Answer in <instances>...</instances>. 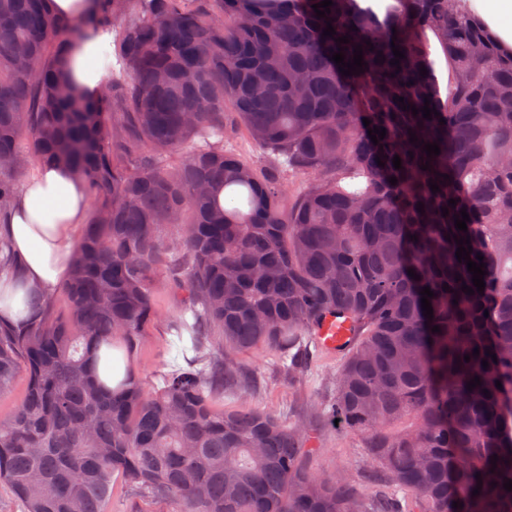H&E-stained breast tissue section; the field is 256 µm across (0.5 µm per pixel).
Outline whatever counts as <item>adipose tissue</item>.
I'll use <instances>...</instances> for the list:
<instances>
[{
    "mask_svg": "<svg viewBox=\"0 0 512 512\" xmlns=\"http://www.w3.org/2000/svg\"><path fill=\"white\" fill-rule=\"evenodd\" d=\"M465 11L480 17L498 36L503 46L512 48V0H462ZM109 37L84 44L69 60L72 79L98 89L104 73L97 59L108 50ZM89 201L79 178L69 169L56 166L34 169L4 220L10 239L16 272L0 274V318L17 319L26 291L53 293L67 278L77 244L76 231L85 224Z\"/></svg>",
    "mask_w": 512,
    "mask_h": 512,
    "instance_id": "1",
    "label": "adipose tissue"
}]
</instances>
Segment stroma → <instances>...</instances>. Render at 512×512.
Wrapping results in <instances>:
<instances>
[{
	"mask_svg": "<svg viewBox=\"0 0 512 512\" xmlns=\"http://www.w3.org/2000/svg\"><path fill=\"white\" fill-rule=\"evenodd\" d=\"M168 268H160L154 288L159 312L156 323L142 337L133 366L145 387L162 381L163 373L181 363L169 322L178 313L179 297L169 286ZM239 362L252 379L248 390L228 389L216 398V409L237 410L259 407L287 422L303 425L315 438L304 460L305 467L327 480L344 479L363 497L382 492L374 483V466L367 459L357 435L330 429L323 423L320 408L336 389V375L342 359L330 351L313 348L299 370L290 374L278 354L265 349L239 353Z\"/></svg>",
	"mask_w": 512,
	"mask_h": 512,
	"instance_id": "1",
	"label": "stroma"
}]
</instances>
